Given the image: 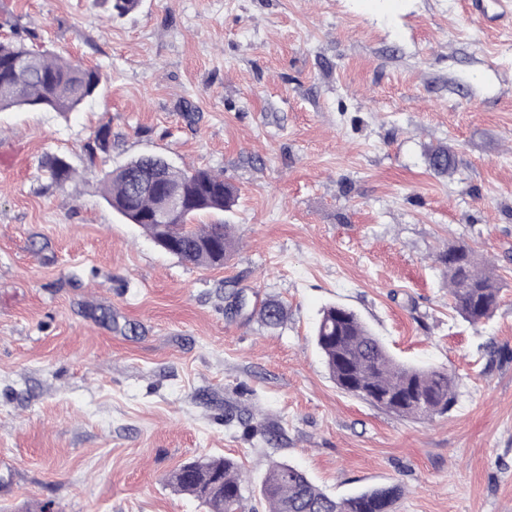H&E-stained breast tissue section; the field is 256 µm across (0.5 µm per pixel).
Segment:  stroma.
Wrapping results in <instances>:
<instances>
[{
    "label": "stroma",
    "mask_w": 512,
    "mask_h": 512,
    "mask_svg": "<svg viewBox=\"0 0 512 512\" xmlns=\"http://www.w3.org/2000/svg\"><path fill=\"white\" fill-rule=\"evenodd\" d=\"M469 3L0 0V39L29 29L102 76L78 111L0 112V512H207L168 477L210 456L246 473L243 512H266L275 461L338 497L399 484L396 512H512V360L482 350L512 351V20ZM151 154L237 188L198 218L234 225L224 266L163 251L103 199L105 173ZM458 242L501 283L478 326L448 307L438 256ZM332 303L399 362L453 372L454 407L409 419L338 390L313 342Z\"/></svg>",
    "instance_id": "35a3bbf8"
}]
</instances>
